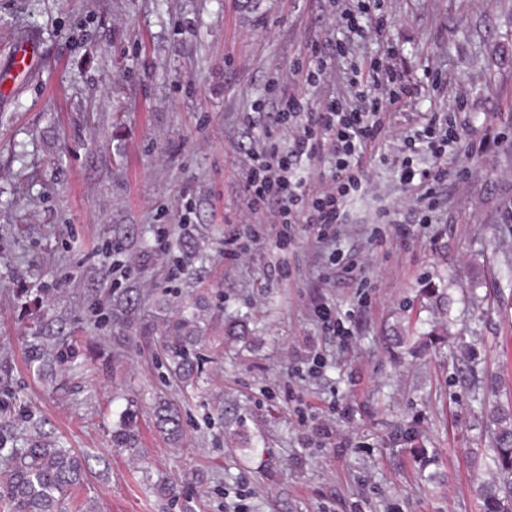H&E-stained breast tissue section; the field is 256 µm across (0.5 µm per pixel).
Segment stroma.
<instances>
[{"label": "stroma", "mask_w": 512, "mask_h": 512, "mask_svg": "<svg viewBox=\"0 0 512 512\" xmlns=\"http://www.w3.org/2000/svg\"><path fill=\"white\" fill-rule=\"evenodd\" d=\"M326 0H0L7 44L34 38L40 65L0 104V434L45 422L92 468L78 492L94 512H225L246 488L252 512H482L494 480L496 409L512 411V0H375L420 94L397 127L468 100L489 143L451 160L469 179L444 192L436 224L407 240L379 223L413 193L368 161L339 249L350 277L313 254L303 227L240 259L224 253L244 207L241 166L267 118L251 116L269 80L337 36ZM452 82L442 94L436 77ZM193 210L172 248L181 280L153 253L162 213ZM122 247L115 280L105 249ZM133 297V308L120 301ZM349 316L348 343L326 336L315 299ZM192 304L202 374H172L160 331ZM61 322L53 377L26 338ZM242 321L248 334L225 336ZM408 341L392 346L393 333ZM327 359L302 381L300 353ZM179 407L183 435L161 433L157 403ZM136 451L116 449L121 414ZM331 418L344 452L307 440ZM432 462L420 470L411 449ZM169 483L173 495L158 493Z\"/></svg>", "instance_id": "35a3bbf8"}]
</instances>
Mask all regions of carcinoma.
<instances>
[{
	"instance_id": "cac0c4a2",
	"label": "carcinoma",
	"mask_w": 512,
	"mask_h": 512,
	"mask_svg": "<svg viewBox=\"0 0 512 512\" xmlns=\"http://www.w3.org/2000/svg\"><path fill=\"white\" fill-rule=\"evenodd\" d=\"M50 328L29 336V362L44 375L53 370L54 357L49 350ZM198 335L194 314L181 307L165 328V349L169 364L183 382L198 377L201 356L196 346ZM158 428L168 438L181 435V419L176 408L160 405L155 410ZM490 455L498 479L481 487L483 512H512V417L502 413ZM118 448L135 449V432L130 421L112 432ZM0 512H84L76 500V490L86 477V458L68 448L59 438L47 433L36 422H29L19 435H0Z\"/></svg>"
}]
</instances>
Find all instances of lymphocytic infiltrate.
Masks as SVG:
<instances>
[{"label":"lymphocytic infiltrate","instance_id":"f902f5d3","mask_svg":"<svg viewBox=\"0 0 512 512\" xmlns=\"http://www.w3.org/2000/svg\"><path fill=\"white\" fill-rule=\"evenodd\" d=\"M328 4L341 38L314 49L311 60L294 64L288 75L293 90L282 91L279 78H272L275 97L252 106L253 111L267 114L281 140L248 154L241 179L246 217L226 243L235 250L248 242L259 243L255 230L259 224L280 226L279 240L284 243L287 230L303 224L310 232V245L329 252L332 265L360 272L364 260L341 254L336 237L347 221L348 201L369 182L367 154L380 140L392 138L400 182L415 192L410 210L419 224L432 223L442 204L443 187L461 177L460 172L448 169L446 161L461 153V110L466 102L460 98L449 111L423 114L413 132H395L388 122L393 108L417 95L403 58L390 48L371 58L368 65L353 61L358 42L386 37L389 19L380 17L365 24L366 0H328ZM337 58L350 62L344 91L312 101L308 89L331 81V62ZM419 155L431 156L433 166L416 167L414 159ZM315 160L328 163L329 177L298 176L303 163Z\"/></svg>","mask_w":512,"mask_h":512}]
</instances>
